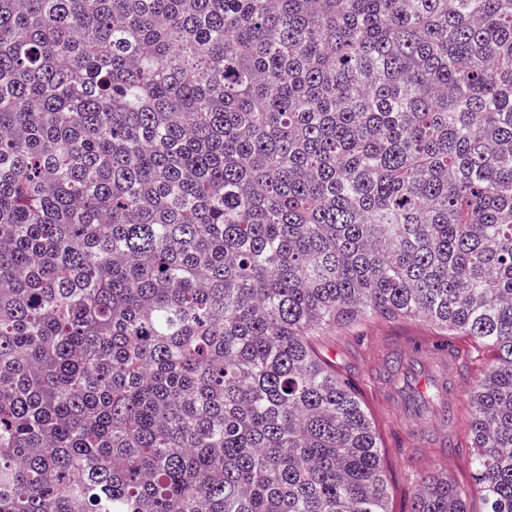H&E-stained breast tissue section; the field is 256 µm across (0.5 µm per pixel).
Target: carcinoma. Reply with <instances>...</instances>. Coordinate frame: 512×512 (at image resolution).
Instances as JSON below:
<instances>
[{"mask_svg":"<svg viewBox=\"0 0 512 512\" xmlns=\"http://www.w3.org/2000/svg\"><path fill=\"white\" fill-rule=\"evenodd\" d=\"M494 348L512 512V0H0V512H388L328 331Z\"/></svg>","mask_w":512,"mask_h":512,"instance_id":"1","label":"carcinoma"}]
</instances>
